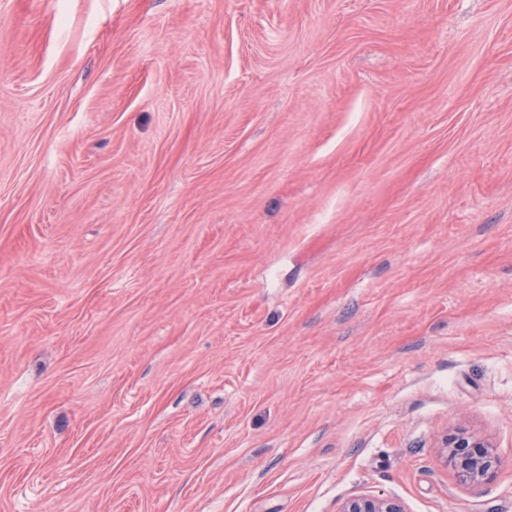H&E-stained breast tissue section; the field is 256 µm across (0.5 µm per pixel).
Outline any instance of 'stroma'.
<instances>
[{
    "instance_id": "1",
    "label": "stroma",
    "mask_w": 512,
    "mask_h": 512,
    "mask_svg": "<svg viewBox=\"0 0 512 512\" xmlns=\"http://www.w3.org/2000/svg\"><path fill=\"white\" fill-rule=\"evenodd\" d=\"M355 495L512 512V0H0V512ZM442 448H445L446 465L462 484L480 485L494 478L502 465L495 446L463 424L455 426L445 435Z\"/></svg>"
}]
</instances>
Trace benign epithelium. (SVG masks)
Returning <instances> with one entry per match:
<instances>
[{"label":"benign epithelium","instance_id":"7a95c632","mask_svg":"<svg viewBox=\"0 0 512 512\" xmlns=\"http://www.w3.org/2000/svg\"><path fill=\"white\" fill-rule=\"evenodd\" d=\"M444 461L457 480L480 485L496 476L502 460L494 445L463 424L455 426L443 440ZM339 512H405L401 503L384 496L358 495L347 499Z\"/></svg>","mask_w":512,"mask_h":512}]
</instances>
